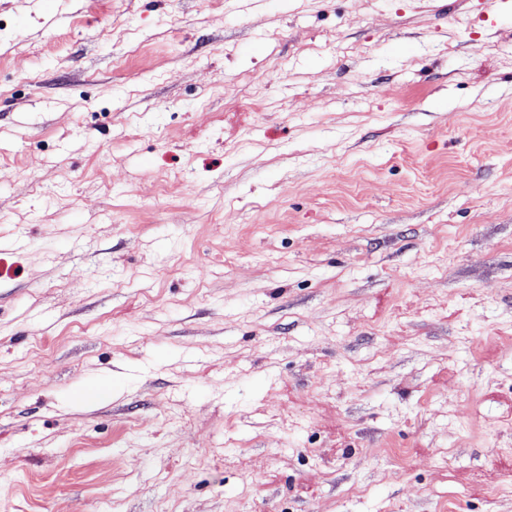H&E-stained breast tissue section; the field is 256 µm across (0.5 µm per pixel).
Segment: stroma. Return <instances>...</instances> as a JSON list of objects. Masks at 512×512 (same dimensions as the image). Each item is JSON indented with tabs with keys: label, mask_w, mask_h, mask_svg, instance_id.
Returning <instances> with one entry per match:
<instances>
[{
	"label": "stroma",
	"mask_w": 512,
	"mask_h": 512,
	"mask_svg": "<svg viewBox=\"0 0 512 512\" xmlns=\"http://www.w3.org/2000/svg\"><path fill=\"white\" fill-rule=\"evenodd\" d=\"M0 512H512V0H0Z\"/></svg>",
	"instance_id": "obj_1"
}]
</instances>
